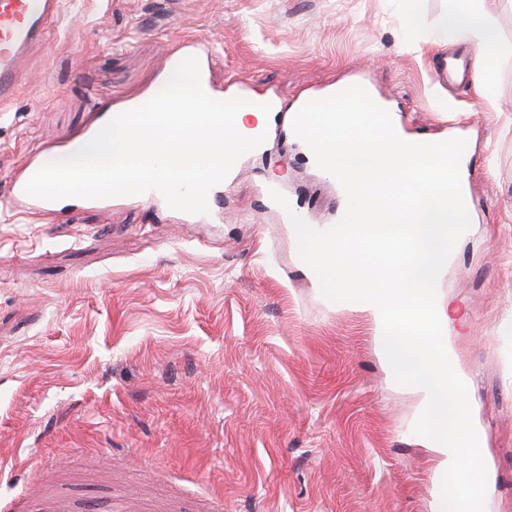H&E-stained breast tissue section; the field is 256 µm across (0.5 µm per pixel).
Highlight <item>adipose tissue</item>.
I'll list each match as a JSON object with an SVG mask.
<instances>
[{
    "mask_svg": "<svg viewBox=\"0 0 512 512\" xmlns=\"http://www.w3.org/2000/svg\"><path fill=\"white\" fill-rule=\"evenodd\" d=\"M471 0H448L447 11L436 24L438 35L447 41L471 40L481 59V72H490L495 62L512 56V41L502 40Z\"/></svg>",
    "mask_w": 512,
    "mask_h": 512,
    "instance_id": "adipose-tissue-1",
    "label": "adipose tissue"
}]
</instances>
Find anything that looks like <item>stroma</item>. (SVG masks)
Here are the masks:
<instances>
[{"label": "stroma", "instance_id": "stroma-1", "mask_svg": "<svg viewBox=\"0 0 512 512\" xmlns=\"http://www.w3.org/2000/svg\"><path fill=\"white\" fill-rule=\"evenodd\" d=\"M448 0H60L0 108V195L36 156L160 88L206 40L218 95L272 102L267 138L208 196L70 199L0 216V512H435L421 396L367 313L328 300L268 195L337 223V180L290 130L366 85L403 134L463 138L471 226L439 284L483 439L488 512H512V57L440 82Z\"/></svg>", "mask_w": 512, "mask_h": 512}]
</instances>
